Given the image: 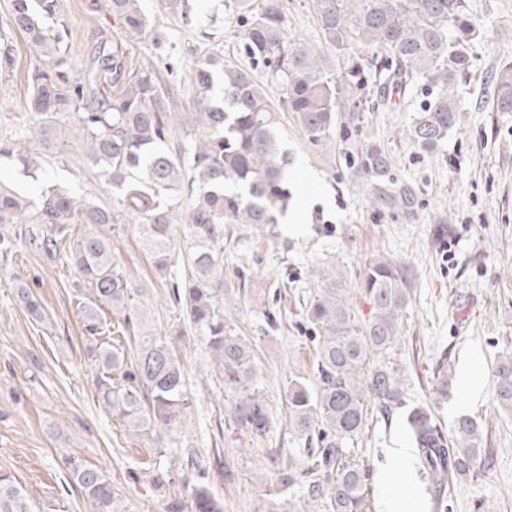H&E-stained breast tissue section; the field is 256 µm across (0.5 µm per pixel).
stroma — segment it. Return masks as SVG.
Wrapping results in <instances>:
<instances>
[{
  "label": "stroma",
  "instance_id": "1",
  "mask_svg": "<svg viewBox=\"0 0 512 512\" xmlns=\"http://www.w3.org/2000/svg\"><path fill=\"white\" fill-rule=\"evenodd\" d=\"M88 0H58L48 24L65 29L63 55L74 68L88 65L102 41L121 42L138 61H152L171 89L169 106L192 119L202 106L190 84L196 66L211 56L246 64L238 22L225 19L224 0H141L152 23L145 35L120 27L111 12H91ZM483 28L470 46L475 67L459 90L458 123L436 150L420 149L407 135L413 112L368 113L359 140L380 143L401 179L420 200L416 217L377 209L345 163V144L310 145L292 115L280 117L278 133L288 153L287 180L298 225L249 224L224 227V280L235 288L224 316L253 345L260 386L268 399L271 427L264 444L242 430H225L223 472L211 473L209 487L224 512H256L273 490L265 448H301L288 420L286 381L298 374L314 379L318 344L302 304L317 288H342L350 304H362L365 270L378 260L403 267L411 287L399 340L389 359L404 381L403 406L383 414L370 409L364 431L346 447L367 467L369 512H384V491L398 484L413 502L412 512H512V414L493 399V372L499 356L512 352V112L492 109L490 80L503 62H512V0H466ZM14 66L0 73V140L29 131L27 73L39 58L25 37L9 29ZM72 118L60 119L57 143L37 156L36 177L10 160L0 161V182L31 199L63 187L74 196L113 209L115 225H99L127 277L147 291L142 309L156 334L181 326L170 294L188 266L175 259L168 278H159L138 241V228L120 210L98 169L79 164ZM22 281L45 308L44 322L19 306L14 279ZM75 273L50 261L26 240L20 225L0 224V469L14 475L33 512H91L72 489L65 457L99 466L110 479L124 512H166L156 471L180 474L183 459H208L212 432L224 416L227 398L215 378L204 343L186 331L181 347L189 378L191 408L168 448L128 433L100 405L93 387L90 344L79 320ZM476 373L478 393H466L463 375ZM451 375L449 395L437 392ZM426 407L446 434L460 418L476 421L485 457L477 474L450 480L433 503L414 457L390 459V448H414L407 416Z\"/></svg>",
  "mask_w": 512,
  "mask_h": 512
}]
</instances>
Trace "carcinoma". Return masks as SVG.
<instances>
[{"mask_svg": "<svg viewBox=\"0 0 512 512\" xmlns=\"http://www.w3.org/2000/svg\"><path fill=\"white\" fill-rule=\"evenodd\" d=\"M106 2L122 28L142 35L149 28L140 0H90L98 11ZM57 0H11L9 27L26 36L40 62L27 74L29 111L36 127L30 135L52 142L61 117L74 116L86 160L100 169L119 206L141 228L140 242L161 277L169 275L180 237L192 241L189 274L173 284V298L187 323L209 349L214 371L229 395L224 414L256 442L269 433L271 412L259 388L251 343L224 319V225L278 223L292 195L286 182L288 153L277 137L278 113L290 112L308 143L315 147L357 133L366 113L382 107L400 109L426 87L407 129L425 151H433L458 121V88L472 72L471 43L481 35L465 0H314L322 48L288 38L283 0H231L227 15L244 21L241 42L248 66L224 62L200 64L191 75L196 100L203 104L198 121L202 138L172 151L167 141L179 115L152 64L133 65L118 46L103 42L82 75L58 55L63 34L51 36L42 18L56 13ZM112 92L101 91L103 82ZM282 90L273 101L266 86ZM493 109L512 112V63L495 76ZM25 139L1 140L0 157L29 170L37 160ZM350 174L361 181L378 208L416 216V190L395 173L391 155L379 144L345 152ZM188 185L191 203L179 213L180 187ZM115 223L112 211L56 189L36 201L0 184V223L25 224L26 239L48 259L60 258L77 274L81 322L85 335L105 333L104 308L138 330L133 357L112 337L91 348L94 388L103 408L128 432L163 444L174 435L190 409L186 373L174 340L142 329L141 308L132 287L112 256V240L88 231L73 236V223ZM409 281L397 264L376 261L363 279L361 295L368 312L349 304L342 290L322 288L304 302L303 314L319 333L316 384L288 378L291 428L301 437L317 435L319 448H301L302 466L281 448L266 452L268 467L285 489L300 486L309 504L328 512H367L369 469L343 458V447L365 429L368 407L385 414L402 405L398 368L387 362L399 338L408 301ZM16 298L35 321L45 319L30 289ZM498 406L512 413V355L495 368ZM409 424L417 444L415 464L435 502L447 481L475 472L482 459L480 430L470 418L458 420L456 440H449L426 409H415ZM71 485L92 504L93 512H119L105 473L81 459L67 458ZM224 469V452L199 460L176 479L159 473L158 486L180 481L192 497L193 512H224L210 492L212 470ZM0 512H31L26 496L8 472H0Z\"/></svg>", "mask_w": 512, "mask_h": 512, "instance_id": "1", "label": "carcinoma"}]
</instances>
